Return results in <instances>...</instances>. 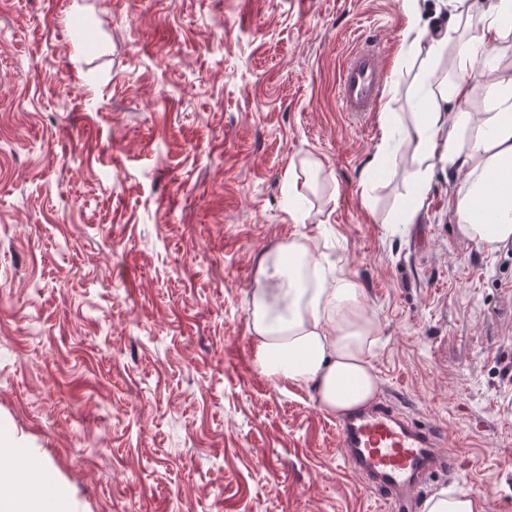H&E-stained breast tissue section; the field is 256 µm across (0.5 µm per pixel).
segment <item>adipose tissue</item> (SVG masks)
Returning <instances> with one entry per match:
<instances>
[{"mask_svg":"<svg viewBox=\"0 0 512 512\" xmlns=\"http://www.w3.org/2000/svg\"><path fill=\"white\" fill-rule=\"evenodd\" d=\"M509 18L512 0H491L479 34L459 45L449 29L421 46V107L411 129L416 192L399 217L403 224L415 222L432 161L445 156L464 172L451 199L459 229L490 253L512 242V72L488 85V111L451 112L446 104L466 100V74L505 38ZM446 58L460 75L451 85L434 77ZM247 311L255 358L267 377L311 386L321 408L338 417L376 398L379 325L366 311L361 284L325 266L316 241L291 238L259 256Z\"/></svg>","mask_w":512,"mask_h":512,"instance_id":"adipose-tissue-1","label":"adipose tissue"}]
</instances>
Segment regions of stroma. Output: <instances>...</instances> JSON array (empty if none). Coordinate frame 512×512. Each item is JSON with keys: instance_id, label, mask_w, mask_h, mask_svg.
I'll list each match as a JSON object with an SVG mask.
<instances>
[{"instance_id": "stroma-1", "label": "stroma", "mask_w": 512, "mask_h": 512, "mask_svg": "<svg viewBox=\"0 0 512 512\" xmlns=\"http://www.w3.org/2000/svg\"><path fill=\"white\" fill-rule=\"evenodd\" d=\"M465 5L419 0V30L467 40L488 0ZM409 24L403 0H0L1 470L32 457L64 512H385L313 388L255 361L257 259L310 236L366 290L379 398L457 456L420 498L512 512V243L461 235L441 157L397 221L415 144L384 142V116L413 121ZM372 40L383 96L342 111V65ZM510 68L512 34L450 111H485ZM486 502L466 492L454 493L448 488L434 491L425 501L423 512H484Z\"/></svg>"}]
</instances>
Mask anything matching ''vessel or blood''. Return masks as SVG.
I'll return each mask as SVG.
<instances>
[{
  "label": "vessel or blood",
  "instance_id": "b4317fda",
  "mask_svg": "<svg viewBox=\"0 0 512 512\" xmlns=\"http://www.w3.org/2000/svg\"><path fill=\"white\" fill-rule=\"evenodd\" d=\"M380 49L364 44L345 62L338 91L348 112L373 111L383 94ZM341 456L387 512H416L414 488L437 471H454L456 457L429 426L381 402L337 424Z\"/></svg>",
  "mask_w": 512,
  "mask_h": 512
}]
</instances>
